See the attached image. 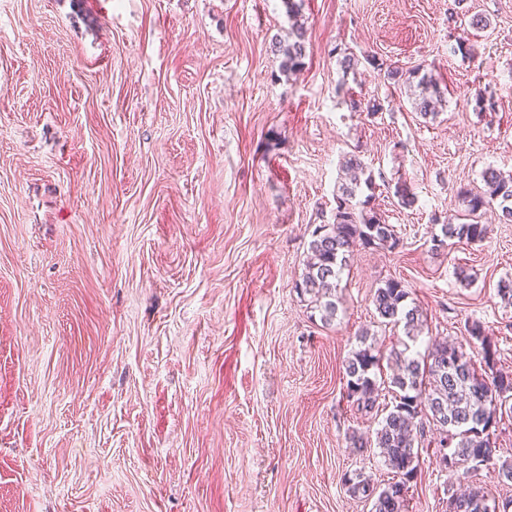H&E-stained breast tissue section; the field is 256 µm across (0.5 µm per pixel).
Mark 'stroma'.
I'll list each match as a JSON object with an SVG mask.
<instances>
[{"mask_svg":"<svg viewBox=\"0 0 512 512\" xmlns=\"http://www.w3.org/2000/svg\"><path fill=\"white\" fill-rule=\"evenodd\" d=\"M301 20L288 77L282 0H0V512H371L347 478L393 474L349 446L379 419L344 363L362 330L396 347L372 304L389 278L426 319L417 350L477 321L512 372V223L432 242L485 168L512 174V0H304ZM463 31L473 56L448 51ZM343 52L431 71L446 106L421 118ZM348 153L401 242L357 247L325 323L295 282ZM493 440L467 481L421 449L410 512L470 484L512 500V414ZM287 7L289 18L294 21L288 32V43L276 41L273 43V52L280 56V72L286 76L294 75L303 69L307 50L306 29L299 23L297 17L300 13L303 0H282Z\"/></svg>","mask_w":512,"mask_h":512,"instance_id":"stroma-1","label":"stroma"}]
</instances>
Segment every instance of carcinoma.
I'll return each mask as SVG.
<instances>
[{
    "mask_svg": "<svg viewBox=\"0 0 512 512\" xmlns=\"http://www.w3.org/2000/svg\"><path fill=\"white\" fill-rule=\"evenodd\" d=\"M303 0H283L288 16L293 18L288 42L273 43V52L280 56V72L294 75L303 69L307 50L306 29L297 21ZM387 78L408 88L413 108L423 119L435 118L446 103L437 80L419 69L402 70L387 67ZM345 177L336 191V207L332 222L319 225L309 243L310 257L295 283L300 297L307 298L311 312L329 323L336 319L339 307L337 291L341 276L353 256L354 247L377 246L394 250L400 239L394 225L374 207L375 183L371 171L352 153L340 164ZM485 191L460 194L465 216L474 217L483 208L499 201L500 222L512 223V175L488 167L482 172ZM460 216L449 215L442 225L443 237L433 238L441 247L447 239L482 241L488 226L476 221L458 222ZM409 291L405 284L389 278L376 289L373 305L384 326L402 328L401 348H393L387 357L393 394L392 408L383 417L375 439L362 434L349 437L350 447L364 451L370 446L380 449L387 466L393 471L392 481L375 487L360 475L348 478L350 494L373 500L372 512H408V490L419 466V445L425 442L426 430L439 433L437 447L445 448L448 457L466 466L471 458L481 455L493 460L492 428L499 424L498 405L512 400V375L498 368L497 349L483 326H468L469 349L446 341H433L427 354L411 351L424 326L423 312L407 303ZM368 331L357 336L358 349L344 364L347 398L370 412L381 397L375 370L380 368L381 354L368 343ZM480 361H475V356ZM488 496L473 488L459 496H451L449 512H496Z\"/></svg>",
    "mask_w": 512,
    "mask_h": 512,
    "instance_id": "obj_1",
    "label": "carcinoma"
}]
</instances>
